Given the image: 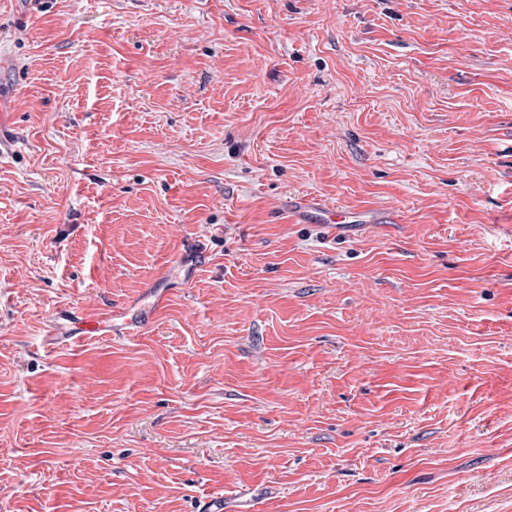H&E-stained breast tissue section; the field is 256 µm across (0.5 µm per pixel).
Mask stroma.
Returning a JSON list of instances; mask_svg holds the SVG:
<instances>
[{
	"label": "stroma",
	"instance_id": "obj_1",
	"mask_svg": "<svg viewBox=\"0 0 512 512\" xmlns=\"http://www.w3.org/2000/svg\"><path fill=\"white\" fill-rule=\"evenodd\" d=\"M1 51L0 512H512V0H0ZM16 89L0 81V159L11 156L17 150ZM293 213L297 218L301 212L314 214L319 220L318 224H384L383 216L380 213L368 212L360 216L359 220L351 221L352 218L347 213L339 210H329L322 205L317 197L304 196L288 200V212Z\"/></svg>",
	"mask_w": 512,
	"mask_h": 512
}]
</instances>
